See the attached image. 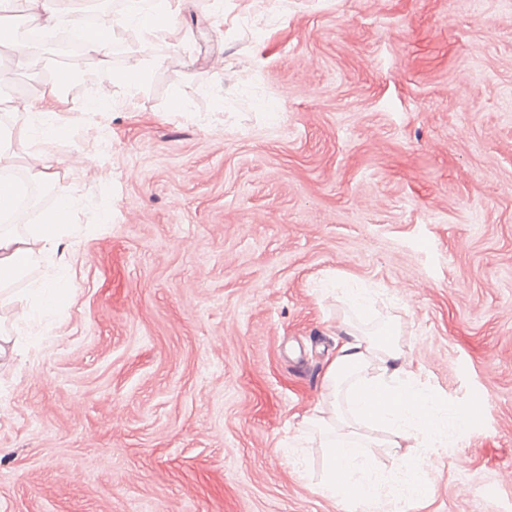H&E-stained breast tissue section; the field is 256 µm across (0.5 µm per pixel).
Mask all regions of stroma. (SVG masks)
<instances>
[{"instance_id":"stroma-1","label":"stroma","mask_w":512,"mask_h":512,"mask_svg":"<svg viewBox=\"0 0 512 512\" xmlns=\"http://www.w3.org/2000/svg\"><path fill=\"white\" fill-rule=\"evenodd\" d=\"M262 5L120 26L147 64L132 97L51 46L27 71L0 47L1 171L27 170L15 106L57 69L80 113L32 180L40 212L75 198L71 228L7 292L72 289L30 325L0 307V512H348L298 444L356 317L338 278L381 293L359 327L397 320L427 386L485 400L422 512H512V0H288L239 25Z\"/></svg>"}]
</instances>
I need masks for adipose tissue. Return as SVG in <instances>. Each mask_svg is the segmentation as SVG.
Returning a JSON list of instances; mask_svg holds the SVG:
<instances>
[{"label":"adipose tissue","mask_w":512,"mask_h":512,"mask_svg":"<svg viewBox=\"0 0 512 512\" xmlns=\"http://www.w3.org/2000/svg\"><path fill=\"white\" fill-rule=\"evenodd\" d=\"M186 0H128L121 18L102 17L86 36L90 60L89 79H107L135 95L144 72L141 59L120 70L112 66L109 45L117 23L132 24L152 35L166 30L185 7ZM33 28L54 29L60 20L75 28L85 22L66 0H22ZM62 84L51 80L35 102L23 103L25 112L42 117L40 141L66 135L57 108L62 104ZM73 203L63 198L61 207L44 214L40 223L26 225L23 234L0 232V288L42 263L51 261L56 245L72 220ZM400 327L389 321L374 333L349 327L346 338L321 379V400L302 421L318 435L323 450V477L318 490L325 497H341L354 512H405L407 505L428 502L434 483L425 469V454L456 443L469 423L463 409L448 406L427 388L421 374L399 343ZM395 460L386 470L376 463V449Z\"/></svg>","instance_id":"1"}]
</instances>
